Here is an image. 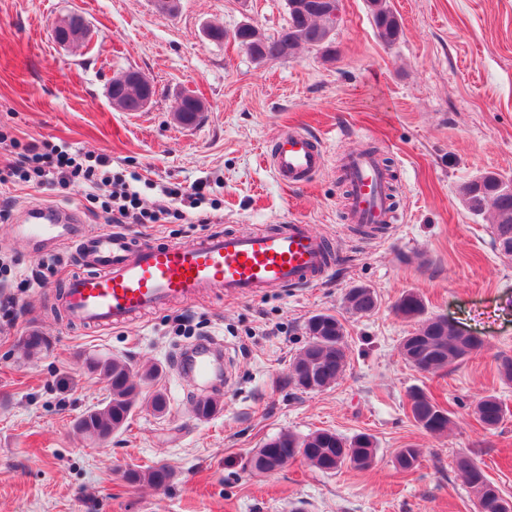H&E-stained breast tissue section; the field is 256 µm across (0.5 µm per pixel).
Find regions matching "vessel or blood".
Returning <instances> with one entry per match:
<instances>
[{
	"label": "vessel or blood",
	"instance_id": "obj_1",
	"mask_svg": "<svg viewBox=\"0 0 512 512\" xmlns=\"http://www.w3.org/2000/svg\"><path fill=\"white\" fill-rule=\"evenodd\" d=\"M326 163L323 146L310 133L291 129L270 152V167L282 184H309ZM351 194L345 220L368 235L390 234L396 217L389 208L386 179L374 160L351 153L345 164ZM80 217L49 204L24 211L18 233L36 245L42 257L52 244L74 240L76 254L93 265L90 273L69 276L58 298L68 323L90 327H121L147 312L173 303H190L208 292L239 299L267 288L297 287L324 279L335 266V254L310 225L281 221L266 230L227 232L199 241L156 243L124 230L78 234ZM215 343L191 355L189 374L207 385L212 378Z\"/></svg>",
	"mask_w": 512,
	"mask_h": 512
}]
</instances>
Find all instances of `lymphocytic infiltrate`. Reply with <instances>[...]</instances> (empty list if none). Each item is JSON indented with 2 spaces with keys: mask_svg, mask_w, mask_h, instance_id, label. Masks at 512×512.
I'll use <instances>...</instances> for the list:
<instances>
[{
  "mask_svg": "<svg viewBox=\"0 0 512 512\" xmlns=\"http://www.w3.org/2000/svg\"><path fill=\"white\" fill-rule=\"evenodd\" d=\"M79 180L89 185L92 199L100 201L111 224H165L172 218L184 219L189 208L194 210L197 223L212 221L203 207L205 195L198 188L191 192L178 186L164 188L171 206L143 208L139 190L123 173L113 171L108 155L95 156L92 163L85 164L80 153L68 147L44 142L24 143L16 138L0 148L1 186L19 181L32 182L39 187H64Z\"/></svg>",
  "mask_w": 512,
  "mask_h": 512,
  "instance_id": "lymphocytic-infiltrate-1",
  "label": "lymphocytic infiltrate"
}]
</instances>
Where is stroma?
<instances>
[{
    "mask_svg": "<svg viewBox=\"0 0 512 512\" xmlns=\"http://www.w3.org/2000/svg\"><path fill=\"white\" fill-rule=\"evenodd\" d=\"M402 34L378 35L366 0H339L335 58L317 49L255 61L232 38L242 24L273 36L286 25V0H181L171 15L152 0H0V131L20 141L66 143L83 155H109L112 168L140 179L144 207L166 205L163 188L200 187L213 221L133 224L132 233L181 242L216 231L254 232L281 219L311 225L338 262L322 281L274 289L250 299L212 293L139 317L120 328L66 324L55 294L77 271L74 247H60L48 286L20 287L38 272L30 245L12 226L27 205L78 211L86 227L105 215L87 188L31 184L0 188V301L11 298L16 322L0 317V512H477L453 467L474 452L487 476L512 500V382L496 373L498 354L512 355V259L492 246L490 217H473L460 195L473 176H512V0H388ZM81 15L89 45L59 46L53 27ZM223 27V42L207 26ZM134 69L154 86L146 111L113 106V73ZM204 103L196 123L174 121L178 95ZM299 128L320 139L327 162L306 186L281 185L266 161L276 140ZM375 146L391 158L397 224L378 240L346 230V155ZM372 288L376 307L348 310L345 296ZM419 295L426 315L454 322L482 346L438 374L402 359L399 344L416 324L394 305ZM346 329L344 374L325 390L286 385L288 365L318 313ZM189 322L181 326L177 315ZM38 330L50 347L25 356ZM218 338L233 383L214 392L208 418L193 411L200 394L175 369L183 346ZM102 353L133 369L154 364L126 427L97 443L75 428L109 394L89 371ZM421 388L450 412L447 433L433 436L410 417L408 393ZM162 390L167 407L149 400ZM500 398L504 415L487 431L472 414L483 396ZM330 429L374 436L371 468L325 473L301 459L266 474L249 461L270 438ZM420 448L403 474L398 450ZM163 465L174 475L160 489L136 488L126 470Z\"/></svg>",
    "mask_w": 512,
    "mask_h": 512,
    "instance_id": "stroma-1",
    "label": "stroma"
}]
</instances>
